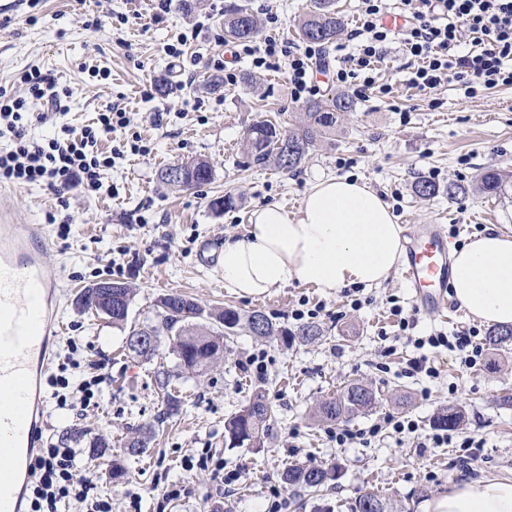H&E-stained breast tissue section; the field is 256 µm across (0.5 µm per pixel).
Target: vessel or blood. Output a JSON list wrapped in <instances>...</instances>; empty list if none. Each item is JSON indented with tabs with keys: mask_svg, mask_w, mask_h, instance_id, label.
I'll return each mask as SVG.
<instances>
[{
	"mask_svg": "<svg viewBox=\"0 0 512 512\" xmlns=\"http://www.w3.org/2000/svg\"><path fill=\"white\" fill-rule=\"evenodd\" d=\"M41 224H0V512H25L29 461L43 445L41 379L64 324L60 271ZM448 238L429 224L407 245L402 278L416 309L447 311Z\"/></svg>",
	"mask_w": 512,
	"mask_h": 512,
	"instance_id": "b4317fda",
	"label": "vessel or blood"
}]
</instances>
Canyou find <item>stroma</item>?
<instances>
[{
	"instance_id": "35a3bbf8",
	"label": "stroma",
	"mask_w": 512,
	"mask_h": 512,
	"mask_svg": "<svg viewBox=\"0 0 512 512\" xmlns=\"http://www.w3.org/2000/svg\"><path fill=\"white\" fill-rule=\"evenodd\" d=\"M230 2L205 0L201 10L187 15L179 0H41L34 8L17 0L12 18L0 19V85L11 86L18 73L37 68L72 91L64 114L30 104L32 135L53 137L64 124L82 128L114 106L133 113L134 125L102 137L100 151L110 153L134 133L149 149L103 171L102 181L113 187L114 196L75 189L65 209L47 186L0 183V214L7 219L47 224V213L57 217L47 224V258L61 268L65 331L54 358H63L69 344H76L80 366L74 378L97 370L106 376L97 409L62 411L46 403V440L68 442L83 459L92 453V435L107 440L97 482L111 496L112 512H268L271 486L280 485L282 470L295 463L336 462L341 475L317 493L287 490L286 512H350L367 489L382 495L392 512H422L424 502L460 481L512 479V407L500 403L501 396L512 394V340L484 350L471 369L448 349L428 350L438 378L409 377L403 370L419 354L416 337L450 335L475 325L485 333L488 325H477L462 309L446 316L417 312L396 273L381 287L360 289L362 306L354 310L343 291L324 296L296 282L270 297H240L226 291L223 279L196 258L201 240L243 234L257 207L276 203L296 211L311 184L336 176L374 189L409 232L420 224H439L457 247L488 229L512 234V88L469 98L450 83L424 95L409 86L412 61L395 39L376 72L389 94L375 91L357 99L354 111L338 118L335 134L296 171L257 167L244 153L246 129L261 120L291 129L302 111L290 97L286 73H261L250 58L237 54L236 43L217 41ZM243 2L258 16L277 14L280 38L303 48L297 25L311 0ZM32 14L37 23H29ZM193 29L198 35L187 40L182 56H168L166 46ZM220 57L226 62L222 71L210 64ZM228 70L237 75L235 85L222 82ZM192 158L210 162V183L186 191L164 183L165 168ZM489 168L499 171L505 187L496 198L477 189L479 175ZM421 176L431 177L438 188L426 200L413 192ZM452 184L465 186V195L449 200ZM224 195L234 197V207L211 209V200ZM65 218L70 233L63 238L57 223ZM116 262L121 280L134 289L128 325L153 322L158 297L177 292L207 307L259 310L292 329L297 322L291 312L306 298L323 306L317 323L324 335L310 344H288L241 331L231 338L220 365L201 376L182 372L165 348L150 361L131 357L125 331L74 303L84 286L111 277ZM395 302L401 315L391 312ZM403 317L413 319L412 329H399ZM259 351L267 355V372L260 378L244 367ZM162 371L169 372L172 387L185 399L182 413L171 418L164 415L156 386ZM356 378L371 382L381 402L350 419L349 428L394 413L417 420L427 433L437 413L452 407L461 414L460 429L484 440L478 461L469 466L460 449L423 448L413 436L386 431L366 446L337 447L314 413ZM258 387L274 412L265 446L259 451L228 447L224 421ZM147 430L154 433L147 452L129 454L127 443ZM205 448L216 449L237 481L225 485L209 469L185 474L183 458ZM114 461L126 470L117 480L110 467ZM181 480L185 495L165 498L166 486Z\"/></svg>"
}]
</instances>
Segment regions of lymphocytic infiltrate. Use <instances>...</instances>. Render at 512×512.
<instances>
[{
  "instance_id": "lymphocytic-infiltrate-1",
  "label": "lymphocytic infiltrate",
  "mask_w": 512,
  "mask_h": 512,
  "mask_svg": "<svg viewBox=\"0 0 512 512\" xmlns=\"http://www.w3.org/2000/svg\"><path fill=\"white\" fill-rule=\"evenodd\" d=\"M402 4L405 25L397 34L383 22L382 0H361L357 26L352 31L358 41L357 51L337 69L338 86L358 97L374 89L375 65L384 45L395 38L417 63L409 83L418 91L428 93L442 84L455 83L466 96L473 97L499 86H512V0H402ZM464 28L479 34L480 47L461 54L457 43ZM242 51L251 57L254 68L276 71L287 67L294 100L316 92L310 76L324 66L319 50L308 47L291 53L270 34L261 45L246 44ZM18 82L24 88L20 95L0 87V137L12 141L11 149L0 151V182L44 184L59 193L77 186L88 193L103 192L101 173L113 160L100 152L98 142L104 135L129 127L130 113L110 107L81 129L65 126L60 135L39 140L29 133V102L42 100L58 109L70 92L56 87L35 69L21 73ZM476 335L472 328L451 336L439 332L418 338L416 344L446 348L463 366L471 368L482 355ZM73 362V356H65L57 373L48 376L52 399L63 407L75 395L81 407H99L104 374L92 375L78 387H71L66 370ZM387 429L415 434L420 426L416 420L388 414L364 428L336 427L327 434L337 447L344 448L369 444ZM95 473V464H78L75 449L65 443L41 448L27 489L28 512H62L70 504L77 505L80 512H112V500L99 492Z\"/></svg>"
}]
</instances>
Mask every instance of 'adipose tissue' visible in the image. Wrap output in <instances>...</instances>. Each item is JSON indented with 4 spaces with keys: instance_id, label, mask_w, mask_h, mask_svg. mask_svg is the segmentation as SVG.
<instances>
[{
    "instance_id": "1",
    "label": "adipose tissue",
    "mask_w": 512,
    "mask_h": 512,
    "mask_svg": "<svg viewBox=\"0 0 512 512\" xmlns=\"http://www.w3.org/2000/svg\"><path fill=\"white\" fill-rule=\"evenodd\" d=\"M390 205L367 184L336 176L313 183L297 213L257 208L242 237L225 239L217 271L229 292L264 298L291 282L329 295L386 282L404 252ZM452 291L467 313L512 326V236L474 235L452 255ZM423 512H512V479L461 481L427 501Z\"/></svg>"
}]
</instances>
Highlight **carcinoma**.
Returning a JSON list of instances; mask_svg holds the SVG:
<instances>
[{
    "label": "carcinoma",
    "mask_w": 512,
    "mask_h": 512,
    "mask_svg": "<svg viewBox=\"0 0 512 512\" xmlns=\"http://www.w3.org/2000/svg\"><path fill=\"white\" fill-rule=\"evenodd\" d=\"M258 18L241 5L224 9V36L239 42L253 40L259 32ZM342 20L333 8V0H313L312 9L300 20L299 35L309 43L329 46L334 43L341 30ZM353 110V101L343 95L311 100L304 105L305 119L293 130L281 131L270 121L253 123L246 130L245 153L251 162L291 172L295 170L315 149L318 142L336 129V114ZM210 163L196 158L162 173L168 184L183 189H194L212 179ZM478 190L487 196L502 192L499 174L489 170L478 184ZM160 301L170 307L165 311L156 308L157 321L146 324L143 329L152 331L157 342L152 350L128 353L151 360L159 355L163 345H168L177 360L178 368L196 375L210 370L220 355L224 354L229 339L240 330H246L259 338L280 336L289 342L308 343L323 335L314 323H305L290 330L279 326L261 311L242 314L232 308L208 310L195 300L179 293H168ZM377 391L362 381H353L336 395L322 403L318 417L325 422H340L358 413H367L377 408ZM273 420L272 408L263 391H254L247 403L224 421V442L238 447L246 446L260 450L269 435ZM460 421L459 412L446 408L434 419L437 427L454 428ZM338 478L335 466L291 465L284 469L285 484L309 490L321 491L329 482ZM350 512H390L388 504L375 491L358 495L350 506Z\"/></svg>",
    "instance_id": "1"
}]
</instances>
